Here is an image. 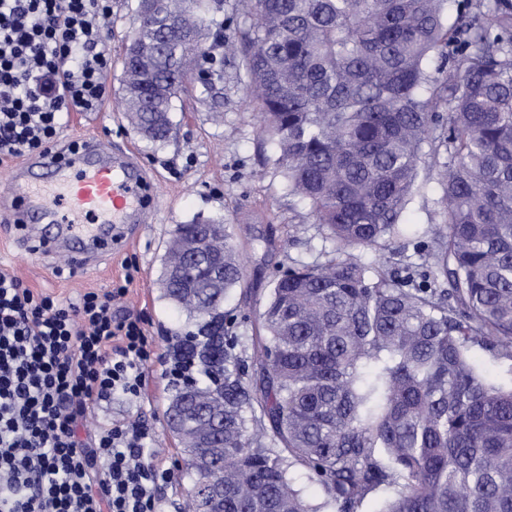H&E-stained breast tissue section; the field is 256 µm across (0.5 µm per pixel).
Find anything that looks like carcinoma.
Returning a JSON list of instances; mask_svg holds the SVG:
<instances>
[{"label":"carcinoma","mask_w":512,"mask_h":512,"mask_svg":"<svg viewBox=\"0 0 512 512\" xmlns=\"http://www.w3.org/2000/svg\"><path fill=\"white\" fill-rule=\"evenodd\" d=\"M223 0H137L123 48L122 100L154 144L215 32ZM238 37L262 132L291 203L309 206L326 260L288 266L258 313L260 376L224 335V301L244 262L210 219L224 259L209 288L186 264L200 231L175 226L163 297L191 330L167 337L193 360L172 388L188 512H322L291 470L357 512H512V381L473 365L478 345L512 363V0H248ZM441 188L429 240L403 216L424 167ZM413 243L401 276L367 261ZM224 488L223 505L199 484Z\"/></svg>","instance_id":"cac0c4a2"}]
</instances>
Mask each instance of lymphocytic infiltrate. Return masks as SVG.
Here are the masks:
<instances>
[{
	"instance_id": "f902f5d3",
	"label": "lymphocytic infiltrate",
	"mask_w": 512,
	"mask_h": 512,
	"mask_svg": "<svg viewBox=\"0 0 512 512\" xmlns=\"http://www.w3.org/2000/svg\"><path fill=\"white\" fill-rule=\"evenodd\" d=\"M111 16L112 0H0V163L48 151L65 113L100 108ZM137 271L73 301L0 271V512H162L172 469L151 430L87 427L102 404L145 395L153 366L172 386L198 375L116 308Z\"/></svg>"
}]
</instances>
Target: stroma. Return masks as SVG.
Segmentation results:
<instances>
[{
    "label": "stroma",
    "instance_id": "stroma-1",
    "mask_svg": "<svg viewBox=\"0 0 512 512\" xmlns=\"http://www.w3.org/2000/svg\"><path fill=\"white\" fill-rule=\"evenodd\" d=\"M135 0H112L106 26V46L112 66L106 80L104 101L98 111L71 113L62 128L61 144L98 134L114 147H132L146 171L154 203L142 229L98 262L57 275L58 263L44 252L30 254L17 238L0 233V271L17 276L38 291L76 299L90 290L110 286L124 273L125 261L140 271L122 304L145 314L157 339L182 332L184 313L162 296V262L175 225L198 218H223L233 242L246 257L244 282L224 303L229 332L245 344L237 354L251 364L252 336L258 333L256 315L268 299L274 278L295 263L323 262L325 243L303 205L289 203L282 179L273 172L274 148L263 138L259 114L249 98L248 77L242 59L230 54L243 21V0H224L222 49L216 50L214 68L224 80L207 88L198 71H190L174 99V138L158 146L141 138L130 125L121 105L123 47L135 26ZM441 193L436 178L420 181L406 211L404 223L425 235L436 223L435 201ZM170 394L165 384L151 385L143 400L116 399L102 405L94 419H128L145 424L155 434V453L168 461L181 458V447L172 437L165 410Z\"/></svg>",
    "mask_w": 512,
    "mask_h": 512
}]
</instances>
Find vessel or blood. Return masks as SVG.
Wrapping results in <instances>:
<instances>
[{"instance_id":"b4317fda","label":"vessel or blood","mask_w":512,"mask_h":512,"mask_svg":"<svg viewBox=\"0 0 512 512\" xmlns=\"http://www.w3.org/2000/svg\"><path fill=\"white\" fill-rule=\"evenodd\" d=\"M146 186L131 151L116 154L107 140L88 137L76 151L14 168L6 185L16 202L11 227L70 266L85 265L144 223Z\"/></svg>"}]
</instances>
